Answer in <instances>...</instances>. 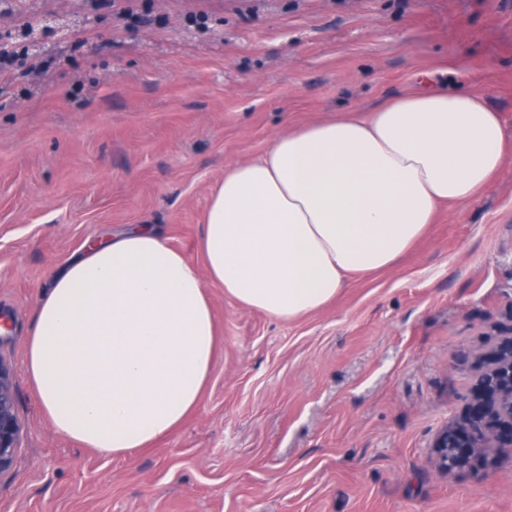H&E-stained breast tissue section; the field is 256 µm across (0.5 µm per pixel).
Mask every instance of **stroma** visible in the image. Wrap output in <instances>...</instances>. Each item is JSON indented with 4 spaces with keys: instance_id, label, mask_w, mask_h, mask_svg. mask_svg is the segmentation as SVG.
Listing matches in <instances>:
<instances>
[{
    "instance_id": "35a3bbf8",
    "label": "stroma",
    "mask_w": 512,
    "mask_h": 512,
    "mask_svg": "<svg viewBox=\"0 0 512 512\" xmlns=\"http://www.w3.org/2000/svg\"><path fill=\"white\" fill-rule=\"evenodd\" d=\"M33 16L67 37L0 64V357L20 423L0 512H512V460L456 477L431 461L512 311V158L317 312L277 321L211 286L210 382L156 447L62 437L22 370L42 291L88 240L150 224L195 255L225 165L293 123L429 72L512 130V0H15L0 36Z\"/></svg>"
}]
</instances>
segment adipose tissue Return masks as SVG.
I'll list each match as a JSON object with an SVG mask.
<instances>
[{
    "label": "adipose tissue",
    "instance_id": "1",
    "mask_svg": "<svg viewBox=\"0 0 512 512\" xmlns=\"http://www.w3.org/2000/svg\"><path fill=\"white\" fill-rule=\"evenodd\" d=\"M512 157L486 96L423 89L298 123L224 168L197 257L143 224L84 247L42 294L25 373L56 432L105 456L154 446L197 410L220 346L210 286L281 321L392 267L442 207Z\"/></svg>",
    "mask_w": 512,
    "mask_h": 512
}]
</instances>
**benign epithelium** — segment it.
Masks as SVG:
<instances>
[{"label":"benign epithelium","mask_w":512,"mask_h":512,"mask_svg":"<svg viewBox=\"0 0 512 512\" xmlns=\"http://www.w3.org/2000/svg\"><path fill=\"white\" fill-rule=\"evenodd\" d=\"M480 361L472 402L432 444L435 467L446 476L489 468L490 448L512 452V327ZM18 440L14 373L0 358V474L12 466Z\"/></svg>","instance_id":"1"}]
</instances>
